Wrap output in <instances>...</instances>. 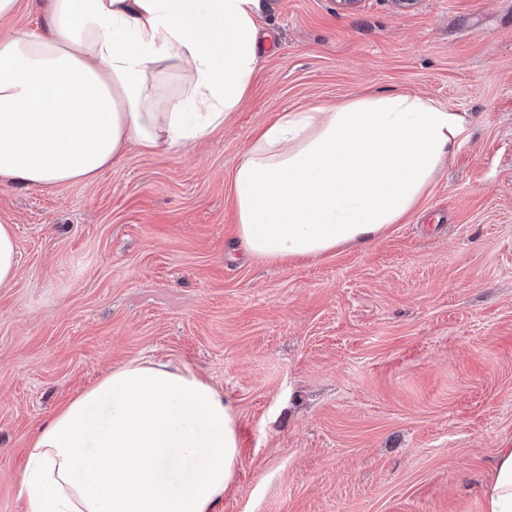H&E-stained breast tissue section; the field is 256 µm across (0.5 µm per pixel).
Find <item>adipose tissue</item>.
Wrapping results in <instances>:
<instances>
[{"mask_svg":"<svg viewBox=\"0 0 512 512\" xmlns=\"http://www.w3.org/2000/svg\"><path fill=\"white\" fill-rule=\"evenodd\" d=\"M261 0H47L41 29L0 39V181L91 182L129 145L203 138L258 64ZM466 119L405 93L283 113L234 170L237 238L259 262L371 243L417 208ZM237 420L190 370L134 358L65 403L32 440L25 512H215ZM486 512H512V448Z\"/></svg>","mask_w":512,"mask_h":512,"instance_id":"1","label":"adipose tissue"}]
</instances>
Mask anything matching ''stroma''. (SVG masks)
<instances>
[{"label": "stroma", "instance_id": "1", "mask_svg": "<svg viewBox=\"0 0 512 512\" xmlns=\"http://www.w3.org/2000/svg\"><path fill=\"white\" fill-rule=\"evenodd\" d=\"M260 63L203 142L129 146L94 183H0V512L39 428L129 359L222 390L240 436L216 512H486L512 446V0H261ZM465 113L418 209L364 247L264 264L231 176L282 113L370 92ZM18 268L17 242L12 224H0V288L13 284Z\"/></svg>", "mask_w": 512, "mask_h": 512}]
</instances>
